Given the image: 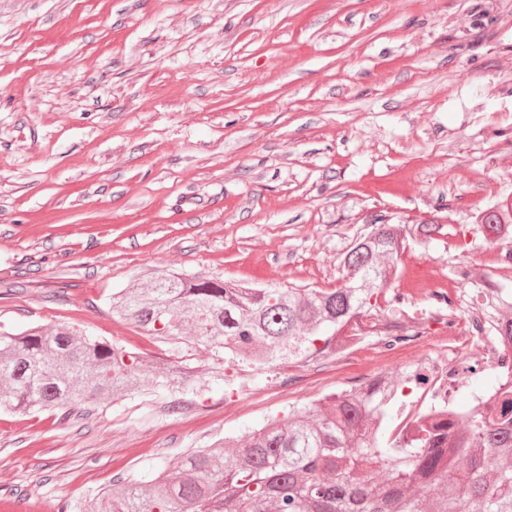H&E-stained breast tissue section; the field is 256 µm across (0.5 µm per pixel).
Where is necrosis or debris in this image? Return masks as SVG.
I'll use <instances>...</instances> for the list:
<instances>
[{"mask_svg":"<svg viewBox=\"0 0 512 512\" xmlns=\"http://www.w3.org/2000/svg\"><path fill=\"white\" fill-rule=\"evenodd\" d=\"M375 341V359L366 374L351 377L352 387L370 390L393 408L392 437H405L423 416L433 415L453 423L482 412L500 389L512 387V338L500 335L498 324L482 307H474L467 329H460L448 314L434 313L417 331H389L377 319L364 320L355 331ZM432 345L436 351L406 365L401 373L389 366L402 349ZM493 371L497 384L475 395L466 409H459L456 395L470 377Z\"/></svg>","mask_w":512,"mask_h":512,"instance_id":"necrosis-or-debris-1","label":"necrosis or debris"}]
</instances>
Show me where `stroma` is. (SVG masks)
<instances>
[{"instance_id": "stroma-1", "label": "stroma", "mask_w": 512, "mask_h": 512, "mask_svg": "<svg viewBox=\"0 0 512 512\" xmlns=\"http://www.w3.org/2000/svg\"><path fill=\"white\" fill-rule=\"evenodd\" d=\"M488 191L479 192V183ZM512 201V0H0V323L69 324L191 369L50 412H0V502L85 512L115 481L176 466L324 394L305 363L267 390L189 337L113 317V292L217 274L333 288L376 224L460 288H511L477 214Z\"/></svg>"}]
</instances>
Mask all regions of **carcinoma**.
I'll list each match as a JSON object with an SVG mask.
<instances>
[{
    "label": "carcinoma",
    "instance_id": "1",
    "mask_svg": "<svg viewBox=\"0 0 512 512\" xmlns=\"http://www.w3.org/2000/svg\"><path fill=\"white\" fill-rule=\"evenodd\" d=\"M512 225V203L481 211L483 238ZM444 225L378 224L344 257L338 288L231 286L217 276L162 274L112 294V312L150 334L187 326L233 362L308 363L336 355L349 323L383 312L409 241ZM491 294L504 335L512 301ZM193 375L141 357L71 325L0 328V408L50 410L103 402L132 390L179 391ZM392 407L376 397L327 396L252 431L246 441L188 454L176 467L109 489L89 512H512V389L447 438L437 423L393 442ZM421 484L437 489L411 497Z\"/></svg>",
    "mask_w": 512,
    "mask_h": 512
}]
</instances>
